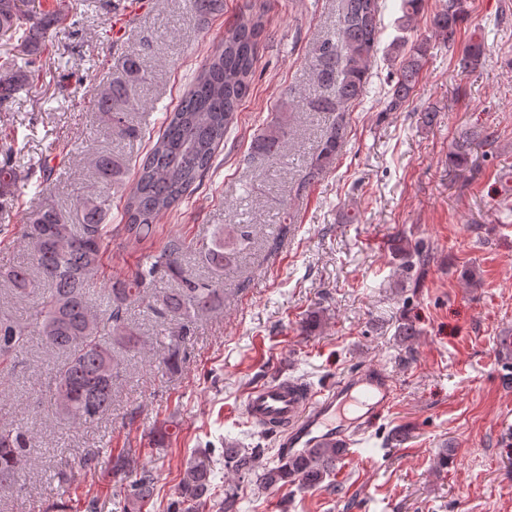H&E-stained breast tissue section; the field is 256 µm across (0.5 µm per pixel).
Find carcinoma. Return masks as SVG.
Here are the masks:
<instances>
[{
    "instance_id": "carcinoma-1",
    "label": "carcinoma",
    "mask_w": 512,
    "mask_h": 512,
    "mask_svg": "<svg viewBox=\"0 0 512 512\" xmlns=\"http://www.w3.org/2000/svg\"><path fill=\"white\" fill-rule=\"evenodd\" d=\"M23 0H0V107L7 108L20 92L35 86L43 71L45 35L53 22L49 15L37 16L22 9ZM199 16L207 18L224 12V0H194ZM426 0H400L401 16L396 27L405 32L424 14ZM383 0H339L338 35L317 41L308 64L313 90L308 104L327 119L325 139L315 161L299 183L304 188L328 169L347 134L346 112L351 103L366 95L370 67L378 53L383 34ZM468 17L467 0H441L433 12L431 29L443 44L455 41ZM264 23L261 18L242 19L224 30L223 41L196 72L179 104L165 113L161 134L144 157L134 164L136 178L124 198L120 224L106 223L111 211L109 190L122 184L125 161L110 152L89 146L79 156L89 160L102 190L76 203L78 222L66 224L57 209L47 204L26 218L20 235L28 258L0 267V281L12 296L36 299L33 316L22 319L0 312V375L20 364L33 337L63 360L51 368L54 389L48 408L78 425L93 423L112 407V395L123 370L119 349L145 354L148 341L128 318V308L143 304L159 319L155 341L163 346L162 362L171 371L180 369L191 333L200 317L224 310V271L237 259V249L226 246L220 230L198 254L211 276L195 275L182 265L193 242L182 236L148 252L128 275L109 279L99 299H91L95 276L104 265L112 241V228L139 241L151 237L153 224L179 208L194 193L214 167L218 148L249 95L256 69ZM430 41L426 38L397 37L392 43L394 69L382 111L402 112L414 101L416 88L427 61ZM485 43L470 40L463 48L458 67L472 71L484 60ZM148 78L140 56L126 55L112 72V82L97 89L95 105L101 112L107 134L134 138L138 130L128 120L134 103L129 88ZM29 135L14 133L0 143V200L14 195L19 185L41 193L47 188L51 168L45 163L18 164ZM288 148V113L275 117L257 136L254 155L276 160ZM448 165L463 172L473 166L469 148L456 146ZM393 253L406 268L423 270L430 256L411 248L403 240ZM163 279L175 282L161 288ZM32 437L19 426H0V488L15 484L17 476L34 464ZM263 448H239L224 444V470L240 478H256L263 489L295 485L316 489L336 472L348 455L343 447L309 448L297 454L279 453L273 465L259 468ZM96 458L84 457L73 466L64 463L57 479L69 483L77 471L96 466ZM112 474L124 483L128 512H142L155 495L154 475L132 464L131 452L112 457ZM215 461L205 454L194 457L185 467L178 486V500L167 512H181L183 506L196 508L210 500L215 491Z\"/></svg>"
}]
</instances>
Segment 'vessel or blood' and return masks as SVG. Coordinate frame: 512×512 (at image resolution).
<instances>
[{"label":"vessel or blood","mask_w":512,"mask_h":512,"mask_svg":"<svg viewBox=\"0 0 512 512\" xmlns=\"http://www.w3.org/2000/svg\"><path fill=\"white\" fill-rule=\"evenodd\" d=\"M395 389L377 367H363L329 388L312 391L303 382L276 378L251 388L244 415L258 426L273 428L278 447L349 446L376 418L394 405Z\"/></svg>","instance_id":"1"}]
</instances>
